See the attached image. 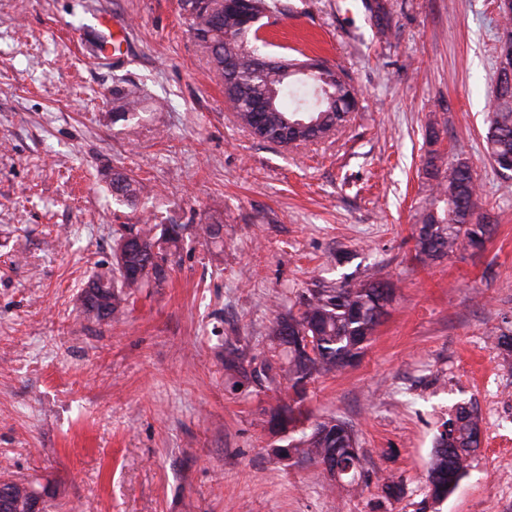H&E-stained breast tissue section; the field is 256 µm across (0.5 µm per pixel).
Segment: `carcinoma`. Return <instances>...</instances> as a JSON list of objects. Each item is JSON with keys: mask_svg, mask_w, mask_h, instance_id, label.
<instances>
[{"mask_svg": "<svg viewBox=\"0 0 512 512\" xmlns=\"http://www.w3.org/2000/svg\"><path fill=\"white\" fill-rule=\"evenodd\" d=\"M246 13L254 24L242 26L234 15L224 14V0H180V9L189 22L195 42L205 49L213 69L224 85V95L233 106L239 122L250 128L257 105L266 102V124L271 132L283 120L321 122L330 132L355 106V90L341 68L323 60L303 56L288 58L296 71L287 74L281 61L262 58L248 48L260 40L261 20L274 12L269 0H247ZM365 8L374 19L378 33L391 32L386 0H368ZM292 84L304 88L295 97L296 107L288 110L284 90ZM116 110L112 122H127L139 112V101L115 89ZM486 151L501 173L512 171V83L497 81L491 111L487 116ZM427 175L436 181L440 205L421 216L413 232L416 257L436 261L458 250L463 243L480 249L492 236L495 225L477 215V179L465 158H456L446 167L427 162ZM112 197L131 208L137 206L143 187L125 172H114L109 182ZM131 236L138 246L121 251L120 242ZM183 234L177 224H166L159 216L153 222L126 224L113 242L111 274L95 275L89 283L104 300L109 313L117 316L131 295L145 288H160L167 278L163 268L173 269L182 249ZM395 295L394 284L377 279L315 282L302 291L295 307L275 317L270 338L280 349V372L267 361L256 362L235 346L225 352L224 367L258 387L273 384L277 376L288 382V400L269 409V420H277L278 434L301 433L291 439L288 454L309 458L322 467L333 485L353 491L362 480V460L357 439L348 425L338 419L311 421L303 407L308 383L317 375L355 364L370 336L379 325ZM480 446L478 417L470 406L460 403L436 436L427 471V493L440 502L454 493L466 475L473 453Z\"/></svg>", "mask_w": 512, "mask_h": 512, "instance_id": "carcinoma-1", "label": "carcinoma"}]
</instances>
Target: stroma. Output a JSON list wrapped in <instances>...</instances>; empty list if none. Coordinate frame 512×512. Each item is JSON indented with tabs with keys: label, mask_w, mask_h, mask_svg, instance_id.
<instances>
[{
	"label": "stroma",
	"mask_w": 512,
	"mask_h": 512,
	"mask_svg": "<svg viewBox=\"0 0 512 512\" xmlns=\"http://www.w3.org/2000/svg\"><path fill=\"white\" fill-rule=\"evenodd\" d=\"M277 2L263 53L327 60L357 91L342 127L288 148L237 124L179 0H0V473L51 484L48 512H512V354L490 345L512 322V177L484 142L494 0H387V39L362 0ZM102 14L127 27L122 62L94 48ZM116 88L138 119L113 122ZM435 153L469 161L496 229L426 265L412 234ZM114 171L148 187L142 210L113 201ZM143 213L184 225L178 264L122 318H88L86 281ZM214 222L220 248L197 232ZM365 272L395 300L306 401L357 437L371 481L347 492L277 456L266 411L287 387L235 385L224 349L274 359L272 321L299 292ZM467 402L482 444L435 503V436Z\"/></svg>",
	"instance_id": "35a3bbf8"
}]
</instances>
